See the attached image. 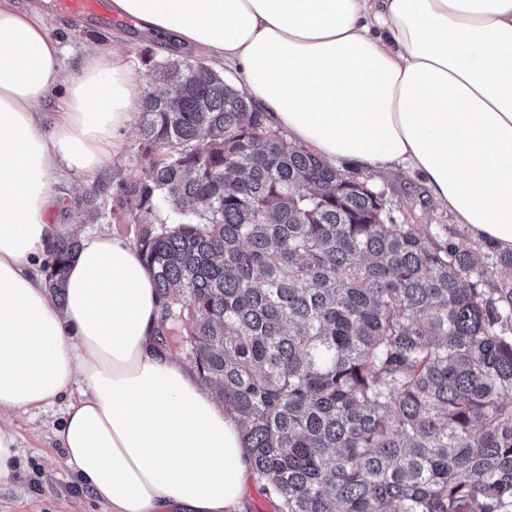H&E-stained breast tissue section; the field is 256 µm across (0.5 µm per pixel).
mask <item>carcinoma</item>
<instances>
[{
    "mask_svg": "<svg viewBox=\"0 0 512 512\" xmlns=\"http://www.w3.org/2000/svg\"><path fill=\"white\" fill-rule=\"evenodd\" d=\"M153 73L145 173L70 209L141 225L160 345L180 340L279 512H512V253L479 287L478 250L396 223L211 66ZM78 246L46 245L60 302Z\"/></svg>",
    "mask_w": 512,
    "mask_h": 512,
    "instance_id": "1",
    "label": "carcinoma"
}]
</instances>
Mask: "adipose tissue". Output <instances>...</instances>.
Instances as JSON below:
<instances>
[{"mask_svg": "<svg viewBox=\"0 0 512 512\" xmlns=\"http://www.w3.org/2000/svg\"><path fill=\"white\" fill-rule=\"evenodd\" d=\"M112 11L233 68L256 109L332 166L417 172L476 240L512 252V0H112ZM63 51L0 0V413L63 403L64 464L109 512H238L235 420L157 342L136 243L48 220L55 177L117 152L139 86L125 56ZM62 90L50 129L38 108ZM79 248L57 304L40 263Z\"/></svg>", "mask_w": 512, "mask_h": 512, "instance_id": "ef3b65f1", "label": "adipose tissue"}]
</instances>
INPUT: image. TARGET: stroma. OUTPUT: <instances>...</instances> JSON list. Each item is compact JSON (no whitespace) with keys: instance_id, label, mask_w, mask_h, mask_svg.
Masks as SVG:
<instances>
[{"instance_id":"obj_1","label":"stroma","mask_w":512,"mask_h":512,"mask_svg":"<svg viewBox=\"0 0 512 512\" xmlns=\"http://www.w3.org/2000/svg\"><path fill=\"white\" fill-rule=\"evenodd\" d=\"M15 4L19 9L36 12L49 35L64 48L65 66L70 71L76 69L86 47L116 46L130 58L133 76L146 92L153 79L150 58L160 59L171 53L159 37L141 32L130 23H106L94 18L74 20L48 8L46 0H15ZM140 144L138 129L130 128L117 157L95 179L109 180L118 172L144 167ZM92 180L70 172L56 179L54 192L66 202L90 187ZM367 180L372 190L383 196L397 223L439 225L448 242L476 245L484 260L482 287H491L501 280L503 269L496 247L487 241L473 242L455 216L434 203L418 174L404 169L371 174ZM61 417L62 408L58 405L15 415L14 423L21 435L22 468L9 484L0 486V512H106L105 506L75 481L63 463L64 451L53 435Z\"/></svg>"}]
</instances>
